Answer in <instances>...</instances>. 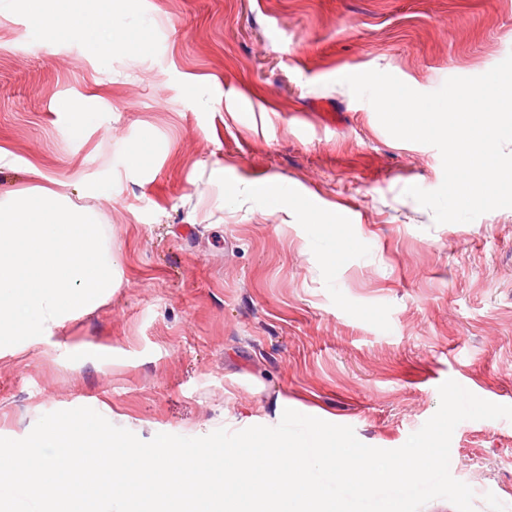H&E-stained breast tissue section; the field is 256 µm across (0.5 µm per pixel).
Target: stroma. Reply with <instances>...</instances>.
I'll list each match as a JSON object with an SVG mask.
<instances>
[{"instance_id": "35a3bbf8", "label": "stroma", "mask_w": 512, "mask_h": 512, "mask_svg": "<svg viewBox=\"0 0 512 512\" xmlns=\"http://www.w3.org/2000/svg\"><path fill=\"white\" fill-rule=\"evenodd\" d=\"M103 8L124 14L121 47L36 26L29 0L0 15V201L56 193L118 259L92 312L0 347V437L77 407L192 437L281 399L396 449L448 378L512 405V208L435 223L404 190L441 185L438 149L341 82L484 74L512 54V0ZM343 212L334 234L313 225ZM450 473L475 512H512V420L458 424Z\"/></svg>"}]
</instances>
